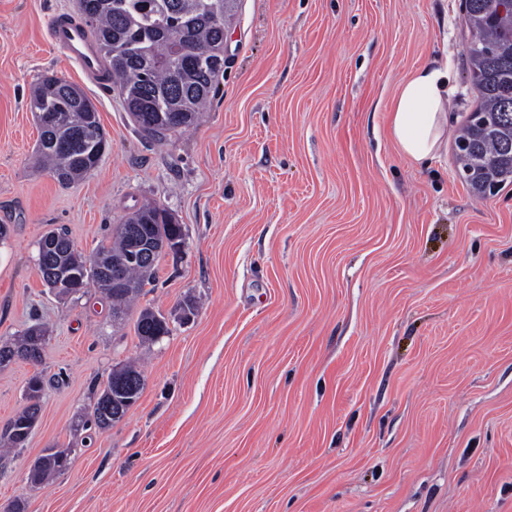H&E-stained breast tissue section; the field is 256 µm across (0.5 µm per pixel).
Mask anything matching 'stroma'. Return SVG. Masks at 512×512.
<instances>
[{"label": "stroma", "instance_id": "35a3bbf8", "mask_svg": "<svg viewBox=\"0 0 512 512\" xmlns=\"http://www.w3.org/2000/svg\"><path fill=\"white\" fill-rule=\"evenodd\" d=\"M77 13L0 0V345L47 330L41 364L0 367V432L43 381L0 512H512V186L478 198L452 146L420 165L387 129L429 62L453 67L449 138L476 107L461 0H239L218 93L162 140L51 44ZM46 73L84 90L109 142L74 185L37 163ZM146 203L184 245L122 323L95 289L50 293L48 229L89 254ZM145 308L169 335L139 340ZM130 360L140 398L81 428ZM48 448L69 465L32 483Z\"/></svg>", "mask_w": 512, "mask_h": 512}]
</instances>
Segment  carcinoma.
<instances>
[{"mask_svg":"<svg viewBox=\"0 0 512 512\" xmlns=\"http://www.w3.org/2000/svg\"><path fill=\"white\" fill-rule=\"evenodd\" d=\"M499 0H463L470 34L466 55L478 105L455 141L457 173L475 195L484 198L512 185V11L501 13ZM230 0H78L81 19L108 61L112 84L140 132L164 137L192 127L217 91L224 74V33L235 16ZM30 107L45 114L38 154L56 180L69 185L94 171L108 147L98 111L78 86L45 74L34 88ZM71 143L67 153L59 143ZM179 232V224L163 208L146 204L130 213L86 257L76 251L61 228L42 240L57 239L54 263L65 276L88 273L89 283L112 301L115 318L154 282L159 257H142L143 237L163 242ZM119 262L125 287L112 286V263ZM135 333L154 342L170 333L164 317L150 309L139 313ZM46 330L29 327L11 344L0 346L3 357L33 364L42 361ZM141 373L132 365L112 370L101 395L118 402L138 399ZM34 414L27 407L5 431L11 447H25Z\"/></svg>","mask_w":512,"mask_h":512,"instance_id":"carcinoma-1","label":"carcinoma"}]
</instances>
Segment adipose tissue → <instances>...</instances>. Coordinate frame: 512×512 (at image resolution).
I'll return each mask as SVG.
<instances>
[{
	"label": "adipose tissue",
	"instance_id": "ef3b65f1",
	"mask_svg": "<svg viewBox=\"0 0 512 512\" xmlns=\"http://www.w3.org/2000/svg\"><path fill=\"white\" fill-rule=\"evenodd\" d=\"M452 94L446 64L416 68L397 90L389 111V136L410 161L426 163L441 150Z\"/></svg>",
	"mask_w": 512,
	"mask_h": 512
}]
</instances>
